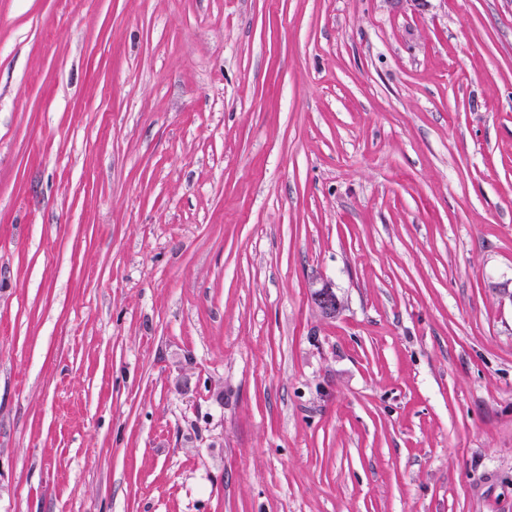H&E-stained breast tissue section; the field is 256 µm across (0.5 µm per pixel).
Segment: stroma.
<instances>
[{
  "instance_id": "obj_1",
  "label": "stroma",
  "mask_w": 512,
  "mask_h": 512,
  "mask_svg": "<svg viewBox=\"0 0 512 512\" xmlns=\"http://www.w3.org/2000/svg\"><path fill=\"white\" fill-rule=\"evenodd\" d=\"M0 512H512V0H0Z\"/></svg>"
}]
</instances>
